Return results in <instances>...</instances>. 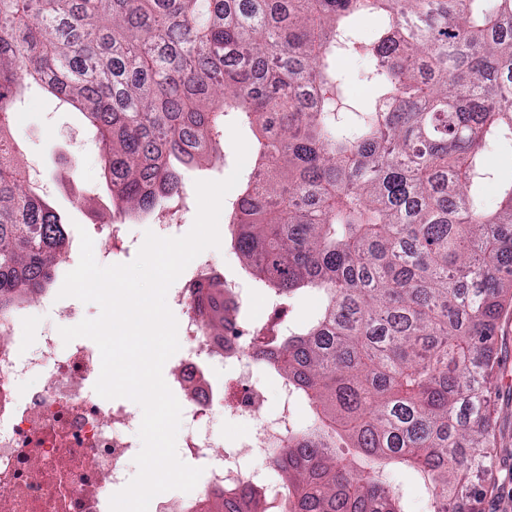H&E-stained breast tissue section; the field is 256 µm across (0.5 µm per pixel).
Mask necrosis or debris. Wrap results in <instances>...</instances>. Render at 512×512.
<instances>
[{"mask_svg":"<svg viewBox=\"0 0 512 512\" xmlns=\"http://www.w3.org/2000/svg\"><path fill=\"white\" fill-rule=\"evenodd\" d=\"M211 269L210 263L197 262L167 296L168 305L184 314L167 381L189 425L181 454L205 457L213 450L201 423L220 402L255 419L239 452L262 458L279 431L261 418L266 389L254 377L252 352L242 342L224 357L218 340L204 335L193 303L194 292L207 287ZM38 305L53 313L55 326L32 352L24 348L27 312L17 308L0 315V512H110L112 493L126 485L127 462L138 447L128 431L142 418L126 405L103 404L88 387L101 372L99 349L73 343L59 352V330L79 323L78 310L63 305L51 290L40 295ZM226 358L238 368L228 400L208 374L213 363ZM29 377L36 383L26 399H18L15 385Z\"/></svg>","mask_w":512,"mask_h":512,"instance_id":"obj_1","label":"necrosis or debris"}]
</instances>
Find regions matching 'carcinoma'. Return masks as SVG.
I'll return each mask as SVG.
<instances>
[{
	"mask_svg": "<svg viewBox=\"0 0 512 512\" xmlns=\"http://www.w3.org/2000/svg\"><path fill=\"white\" fill-rule=\"evenodd\" d=\"M363 14L383 18L369 42ZM349 53L376 92L345 111ZM27 81L94 129L120 214L161 207L177 163L223 158L225 118L260 133L231 243L281 308L322 295L307 323L252 330L308 420L267 457L276 489L209 491L196 512H405L402 469L433 512H481L512 181L495 209L471 188L512 140V0H0L1 314L54 281L66 243L5 135ZM196 309L240 338L224 289Z\"/></svg>",
	"mask_w": 512,
	"mask_h": 512,
	"instance_id": "obj_1",
	"label": "carcinoma"
}]
</instances>
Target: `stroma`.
Here are the masks:
<instances>
[{
    "mask_svg": "<svg viewBox=\"0 0 512 512\" xmlns=\"http://www.w3.org/2000/svg\"><path fill=\"white\" fill-rule=\"evenodd\" d=\"M22 104L14 112L10 126L18 145L19 159L27 177L41 189L45 199L61 215L69 237L79 231L89 233L93 253L103 266L131 262L137 255L144 233L152 224L146 216L127 218L128 247L112 253L100 245L98 223L112 211V194L103 175L100 146L82 114L59 106L55 97L36 85H28ZM490 168L494 181L476 187V195L488 206H496L501 182L512 179V141L490 146ZM203 256L236 279L242 291L246 317L254 323L271 322L276 317L272 297L249 275L238 255L228 245L205 250ZM492 356L495 363V405L492 409L497 448L491 468L481 478L482 512H512V304H506L496 321ZM255 422L245 415L215 406L207 421L212 440L225 459L253 466L248 457H238L237 447Z\"/></svg>",
    "mask_w": 512,
    "mask_h": 512,
    "instance_id": "1",
    "label": "stroma"
}]
</instances>
